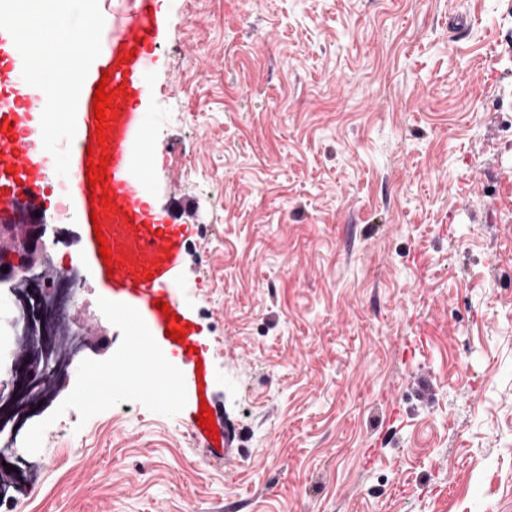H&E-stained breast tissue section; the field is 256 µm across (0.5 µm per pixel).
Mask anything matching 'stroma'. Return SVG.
Masks as SVG:
<instances>
[{"instance_id": "obj_1", "label": "stroma", "mask_w": 512, "mask_h": 512, "mask_svg": "<svg viewBox=\"0 0 512 512\" xmlns=\"http://www.w3.org/2000/svg\"><path fill=\"white\" fill-rule=\"evenodd\" d=\"M146 194L173 193L172 399L86 404L128 345L92 225L89 347L8 421L18 512H512L505 0H163ZM216 409L224 455L195 435Z\"/></svg>"}]
</instances>
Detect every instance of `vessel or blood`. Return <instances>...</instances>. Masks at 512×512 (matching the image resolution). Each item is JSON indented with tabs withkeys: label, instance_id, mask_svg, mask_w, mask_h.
<instances>
[{
	"label": "vessel or blood",
	"instance_id": "b4317fda",
	"mask_svg": "<svg viewBox=\"0 0 512 512\" xmlns=\"http://www.w3.org/2000/svg\"><path fill=\"white\" fill-rule=\"evenodd\" d=\"M134 3L127 21L103 37L101 53L92 63L80 93L83 132L70 146L72 190L83 215H98L112 252V281L130 297L127 313L131 325L140 326L150 313L157 323L171 328L174 319L158 311L156 304L173 302L165 286L169 270L180 257L175 214L187 209L189 201L177 194L170 210H156L146 198V174L136 173L132 167L133 147L147 121L141 103L167 26L161 0ZM22 70V57L11 35L0 30V214L19 207L46 215L50 212L43 192L47 173L36 134L41 115L29 104ZM104 77L114 97L106 112L107 140L101 144L96 139L92 103ZM92 153L110 157L104 187L111 199L107 207L89 200L86 168Z\"/></svg>",
	"mask_w": 512,
	"mask_h": 512
}]
</instances>
